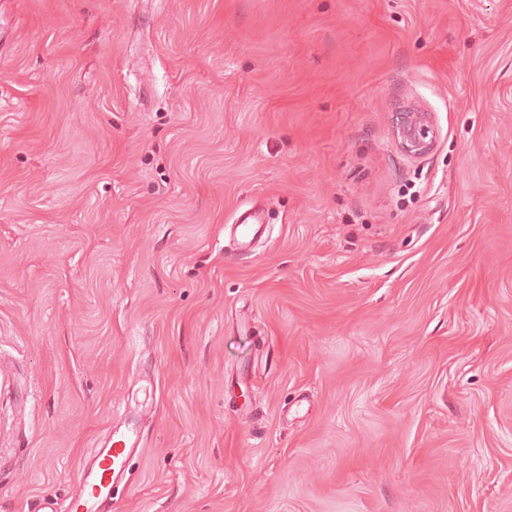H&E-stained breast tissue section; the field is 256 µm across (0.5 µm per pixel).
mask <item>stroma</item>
<instances>
[{
  "label": "stroma",
  "instance_id": "35a3bbf8",
  "mask_svg": "<svg viewBox=\"0 0 512 512\" xmlns=\"http://www.w3.org/2000/svg\"><path fill=\"white\" fill-rule=\"evenodd\" d=\"M148 378L112 512H512V0H0V512ZM395 137L406 155L421 157L427 154L434 142L431 113L415 108L399 112ZM237 222L238 224L234 225L236 241L234 251L236 254L249 253L252 248L253 240L264 233L265 227L262 217L259 213L255 212L250 216H240Z\"/></svg>",
  "mask_w": 512,
  "mask_h": 512
}]
</instances>
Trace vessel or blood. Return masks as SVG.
<instances>
[{
	"instance_id": "obj_1",
	"label": "vessel or blood",
	"mask_w": 512,
	"mask_h": 512,
	"mask_svg": "<svg viewBox=\"0 0 512 512\" xmlns=\"http://www.w3.org/2000/svg\"><path fill=\"white\" fill-rule=\"evenodd\" d=\"M264 230L260 214L239 218L234 227L236 253L250 252L253 240ZM142 407L139 401L125 404L123 426L109 429L94 452L82 463L77 486L64 508H55L48 501L43 512H106L112 501L113 488L123 482L132 456L141 447L139 415Z\"/></svg>"
}]
</instances>
